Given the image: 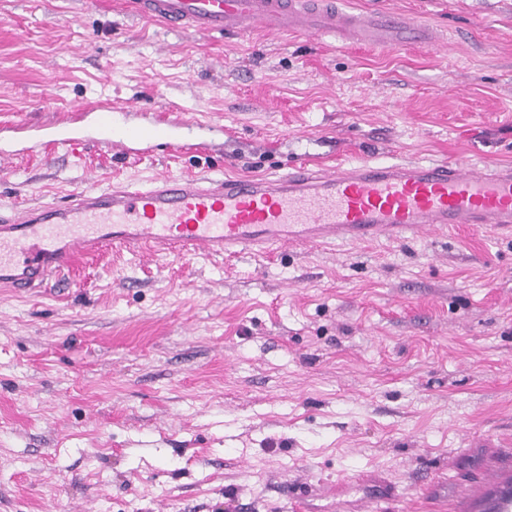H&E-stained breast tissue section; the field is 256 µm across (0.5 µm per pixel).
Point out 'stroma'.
<instances>
[{"mask_svg": "<svg viewBox=\"0 0 512 512\" xmlns=\"http://www.w3.org/2000/svg\"><path fill=\"white\" fill-rule=\"evenodd\" d=\"M438 42L173 32L126 0H0V126L137 103L223 122L205 154L15 158L8 212L162 174L308 157L512 165V0H345ZM512 475V235L170 262L120 247L0 288V512H468Z\"/></svg>", "mask_w": 512, "mask_h": 512, "instance_id": "35a3bbf8", "label": "stroma"}]
</instances>
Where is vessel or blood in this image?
I'll list each match as a JSON object with an SVG mask.
<instances>
[{"mask_svg":"<svg viewBox=\"0 0 512 512\" xmlns=\"http://www.w3.org/2000/svg\"><path fill=\"white\" fill-rule=\"evenodd\" d=\"M132 8L177 32L319 36L354 27L394 35L401 46L430 42L427 24L415 17L351 13L341 0H132ZM127 114L101 102L63 123H17L0 136V168L18 155L79 141L126 154L162 148L179 155L199 150L201 132L224 133L222 124L172 110L118 127ZM460 224L512 232V166L415 160L329 169L304 159L257 178L128 179L0 213V287L43 288L77 256L112 245L192 260L258 255L272 246L398 241ZM488 490L490 512H512V484L494 478Z\"/></svg>","mask_w":512,"mask_h":512,"instance_id":"vessel-or-blood-1","label":"vessel or blood"}]
</instances>
